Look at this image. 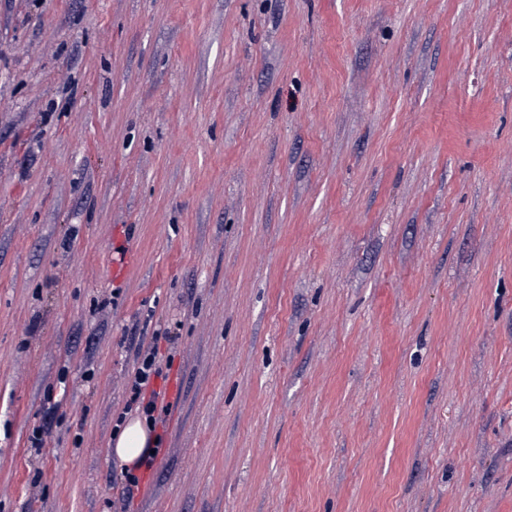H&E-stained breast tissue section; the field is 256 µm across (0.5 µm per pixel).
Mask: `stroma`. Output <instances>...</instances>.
<instances>
[{
    "label": "stroma",
    "instance_id": "stroma-1",
    "mask_svg": "<svg viewBox=\"0 0 512 512\" xmlns=\"http://www.w3.org/2000/svg\"><path fill=\"white\" fill-rule=\"evenodd\" d=\"M0 512H512V0H0ZM136 368L129 388L128 410L135 407L145 416L151 426H155L157 417L155 412L158 408L157 393L152 391L147 396V387L152 378H166V372L156 361V354L152 348L138 349L136 354ZM146 421L141 418L129 419L121 433L112 443V453L119 467H127L120 477L123 490L130 497L135 488L139 485V476L136 471L149 469L153 464V457L144 455L154 448L155 437L151 435ZM144 455V456H143ZM143 456V457H142ZM139 465L134 469H128L135 465L139 459Z\"/></svg>",
    "mask_w": 512,
    "mask_h": 512
}]
</instances>
